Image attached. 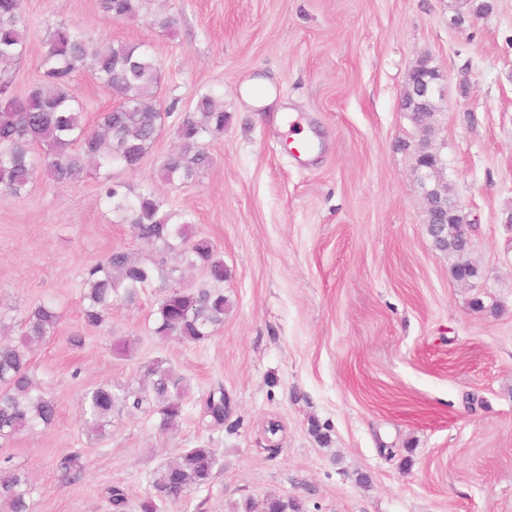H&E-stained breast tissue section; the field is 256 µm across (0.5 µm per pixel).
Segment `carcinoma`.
I'll return each mask as SVG.
<instances>
[{"label": "carcinoma", "mask_w": 512, "mask_h": 512, "mask_svg": "<svg viewBox=\"0 0 512 512\" xmlns=\"http://www.w3.org/2000/svg\"><path fill=\"white\" fill-rule=\"evenodd\" d=\"M152 0H97L99 11L120 20L147 17ZM47 51L40 62L38 83L25 94L10 91L11 77L5 66L22 59L28 50L24 0H0V196L19 197L38 179L53 187L74 185L91 164L103 187L108 209L120 224L132 225L136 237L174 252L188 265L202 262L209 277L224 282V261L213 244L195 238L186 213L166 207L151 183L139 191L121 189L114 182L117 170H138L164 127L169 108L156 100L161 83L157 58L146 44H99L78 25L59 23L48 29ZM89 70L112 99L107 110L90 122L71 94L74 76ZM226 113L214 94L198 96L194 111L180 121L177 151L161 162L158 178L173 186L193 182L211 165L207 143L224 133ZM436 248L456 253L462 242L455 225H441L431 233ZM166 276L164 260H139L123 249L111 251L84 272L82 319L94 328L104 326L112 302L135 303L141 292ZM226 299L218 288H186L171 285L158 303L155 333L200 343L224 323ZM60 321L55 307L42 303L21 320L20 342L0 343V441L12 439L24 429L51 424L56 404L35 385L30 374L31 347L51 336ZM147 385L137 392L98 385L87 394L85 415L93 428L104 433L115 408L138 409L151 401L160 415L163 431L175 430L182 418L185 379L156 361L144 373ZM224 392L210 394L202 417L224 422ZM214 449L199 446L185 450L179 459L157 468L148 480L149 491L141 512H159V505L176 503L189 492L208 487L214 477ZM63 481H79L85 470L81 452H71L57 463ZM26 473L5 459L0 464V501L9 512H30ZM109 512H125L123 489L106 491ZM297 505L277 497L257 504L245 502L243 512H296Z\"/></svg>", "instance_id": "cac0c4a2"}]
</instances>
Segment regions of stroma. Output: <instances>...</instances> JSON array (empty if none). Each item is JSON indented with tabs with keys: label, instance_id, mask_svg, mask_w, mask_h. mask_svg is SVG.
<instances>
[{
	"label": "stroma",
	"instance_id": "1",
	"mask_svg": "<svg viewBox=\"0 0 512 512\" xmlns=\"http://www.w3.org/2000/svg\"><path fill=\"white\" fill-rule=\"evenodd\" d=\"M479 2L155 0L182 16L170 33L104 16L96 0H25L15 93L36 82L55 23L151 46L174 110L140 169L114 179L152 182L192 214L224 261L228 301L223 326L197 344L153 334L159 281L86 327L85 269L116 248L144 259L158 248L116 223L93 175L0 197V340L17 341L14 318L41 302L61 315L31 353L57 417L0 444L28 474L31 512H106L112 486L140 512L150 474L200 445L219 461L212 485L161 512H240L267 496L299 512H512V0L482 14ZM425 56L441 75L436 145L466 216L462 256L433 245L413 176L420 133L401 97ZM206 91L227 115L212 165L183 187L156 180ZM279 109L315 139L305 163ZM463 258L481 271L469 285L451 275ZM157 360L189 385L178 430L161 432L145 405L89 431L87 391L139 389ZM219 389L228 409L216 425L201 410ZM73 450L86 469L68 484L56 464Z\"/></svg>",
	"mask_w": 512,
	"mask_h": 512
}]
</instances>
